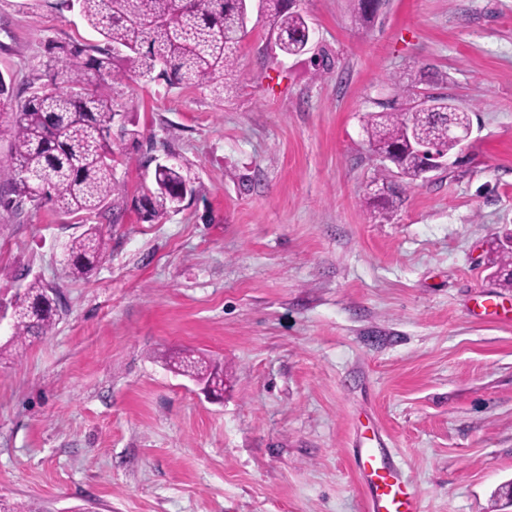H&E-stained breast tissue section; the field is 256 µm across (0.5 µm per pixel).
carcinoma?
I'll use <instances>...</instances> for the list:
<instances>
[{"label":"carcinoma","instance_id":"carcinoma-1","mask_svg":"<svg viewBox=\"0 0 512 512\" xmlns=\"http://www.w3.org/2000/svg\"><path fill=\"white\" fill-rule=\"evenodd\" d=\"M76 2L83 19L103 37L104 46L52 45L60 54L49 57L51 88L27 97L0 76V117L7 119L10 137L9 157L0 165L1 212L21 213L24 203L34 200L39 185L47 184L51 192L46 202L61 210L92 214L110 198L112 214H118L122 185L115 177L111 145L118 109L96 89L97 84L117 77L113 46L129 50L125 60L137 79L157 76L171 85L218 90L236 72V48L247 33L243 0ZM262 14L282 53L297 56L306 51L310 27L291 0H265ZM450 111L458 113L460 121H470L468 112L445 97L434 99L424 109L412 106L404 112L392 107L369 113L365 129L372 151L390 160L401 177L420 178L423 157L406 140L408 126L425 140ZM388 172L383 169L374 180L384 192L369 198L384 219L396 203L395 188L387 185ZM154 184L155 190L140 198L143 218L148 221L178 210L184 194L192 190L190 178L177 163L156 165ZM100 237L101 230L93 225L66 243L69 276L83 278L95 269ZM490 265L500 284L512 288V256L507 246L499 247ZM25 296L43 307H18L12 335L0 343V354L23 352L32 339L48 335L62 313L61 294L49 291L37 278L25 285ZM172 369L207 391L224 392V365L219 362L209 365L187 354L174 358Z\"/></svg>","mask_w":512,"mask_h":512}]
</instances>
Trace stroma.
Wrapping results in <instances>:
<instances>
[{
    "mask_svg": "<svg viewBox=\"0 0 512 512\" xmlns=\"http://www.w3.org/2000/svg\"><path fill=\"white\" fill-rule=\"evenodd\" d=\"M308 51L284 56L259 14L223 97L105 82L124 207L0 215V300L57 288L52 332L0 360V498L43 512H368L350 450L376 434L421 512H512V288L487 260L512 230V0H299ZM102 38L60 0H0V75L49 85L50 43ZM416 95L468 110L462 164L410 182L380 218L367 113ZM195 194L143 221L156 163ZM96 269L65 274L89 225ZM498 317L484 314L487 299ZM224 365V398L173 374Z\"/></svg>",
    "mask_w": 512,
    "mask_h": 512,
    "instance_id": "obj_1",
    "label": "stroma"
}]
</instances>
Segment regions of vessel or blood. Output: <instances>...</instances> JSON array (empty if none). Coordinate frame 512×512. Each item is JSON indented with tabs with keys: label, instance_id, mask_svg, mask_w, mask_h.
<instances>
[{
	"label": "vessel or blood",
	"instance_id": "obj_1",
	"mask_svg": "<svg viewBox=\"0 0 512 512\" xmlns=\"http://www.w3.org/2000/svg\"><path fill=\"white\" fill-rule=\"evenodd\" d=\"M353 463L366 493L369 512H421L420 499L390 449H355Z\"/></svg>",
	"mask_w": 512,
	"mask_h": 512
}]
</instances>
